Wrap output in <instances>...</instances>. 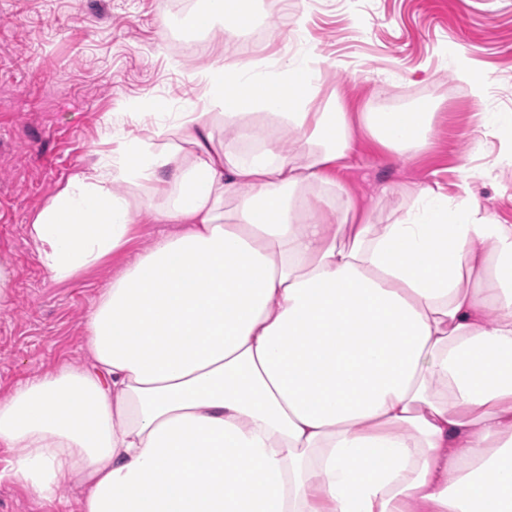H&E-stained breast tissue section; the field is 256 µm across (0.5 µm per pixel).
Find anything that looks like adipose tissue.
<instances>
[{"instance_id": "ef3b65f1", "label": "adipose tissue", "mask_w": 512, "mask_h": 512, "mask_svg": "<svg viewBox=\"0 0 512 512\" xmlns=\"http://www.w3.org/2000/svg\"><path fill=\"white\" fill-rule=\"evenodd\" d=\"M253 8L206 0L182 22L245 28ZM205 77L204 104L172 125L155 104L151 135L28 226L58 280L122 250L141 212L166 229L103 291L85 365L0 401L11 477L44 499L80 482L82 512H512V224L438 185L375 224L334 175L357 122L390 157L426 151L429 105L315 106L303 58ZM258 105L268 139L215 151L216 119L247 141Z\"/></svg>"}]
</instances>
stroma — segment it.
Here are the masks:
<instances>
[{
	"mask_svg": "<svg viewBox=\"0 0 512 512\" xmlns=\"http://www.w3.org/2000/svg\"><path fill=\"white\" fill-rule=\"evenodd\" d=\"M170 2L0 0V263L12 272L10 298L0 303V398L32 377L84 364L86 323L103 289L162 231L141 213L124 250L61 281L28 235L35 214L111 150L109 136L149 134L153 103L180 112L201 101L191 75L209 66L257 61L276 73L298 52L320 71V104L385 112L439 103L433 146L411 161L388 159L358 132L342 173L356 204L387 224L410 203L402 186L436 182L512 224V167L461 181L462 169L494 166L512 149V131H476L481 113H512V0H278L264 10L266 37L256 49L229 23L197 35L173 17L161 33ZM459 58L486 80L483 99L455 76ZM15 454L0 447V512H82L78 486L48 501L9 477Z\"/></svg>",
	"mask_w": 512,
	"mask_h": 512,
	"instance_id": "35a3bbf8",
	"label": "stroma"
}]
</instances>
